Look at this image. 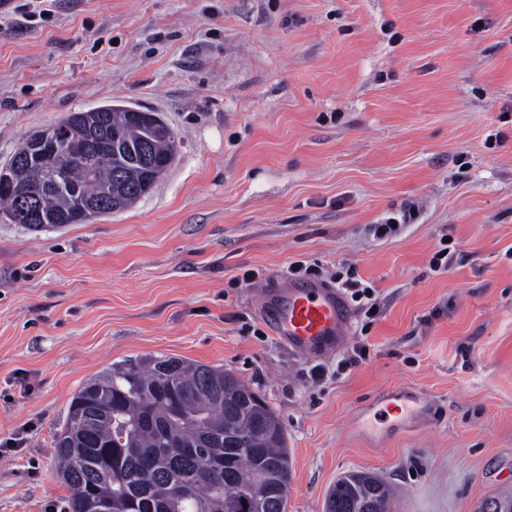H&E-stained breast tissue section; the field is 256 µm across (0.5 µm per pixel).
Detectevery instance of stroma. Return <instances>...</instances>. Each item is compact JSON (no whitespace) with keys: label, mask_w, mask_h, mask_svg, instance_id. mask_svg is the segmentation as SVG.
Segmentation results:
<instances>
[{"label":"stroma","mask_w":512,"mask_h":512,"mask_svg":"<svg viewBox=\"0 0 512 512\" xmlns=\"http://www.w3.org/2000/svg\"><path fill=\"white\" fill-rule=\"evenodd\" d=\"M108 104L158 113L178 153L122 212L0 221V512H67L54 439L74 393L149 354L269 403L288 512H324L349 471L394 485L390 512L512 494V0H58L0 29V168ZM298 260L356 271L380 305L353 324L368 358L338 370L343 346L318 382L259 306ZM400 387L431 413L368 414Z\"/></svg>","instance_id":"35a3bbf8"}]
</instances>
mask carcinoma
<instances>
[{"label":"carcinoma","instance_id":"1","mask_svg":"<svg viewBox=\"0 0 512 512\" xmlns=\"http://www.w3.org/2000/svg\"><path fill=\"white\" fill-rule=\"evenodd\" d=\"M112 113L104 136L131 155L148 145L150 158L171 166L174 130L156 113L146 119L121 105L97 108ZM8 166L11 186L0 187V217L15 224L14 189L37 194V219L24 227L55 226L75 208L73 191L95 193L93 178L74 157L59 178L63 192L42 185L37 169L17 161ZM113 150L101 151L98 177L116 168ZM147 172L141 159L124 166L122 200L133 205ZM56 473L71 491L70 512H244L224 475L262 472L248 484L249 499L265 512H287L292 474L287 434L274 410L233 373L170 356L127 360L87 380L73 395L66 423L55 438ZM393 490L364 472L340 476L330 489L325 512H389ZM475 512H512V495H489Z\"/></svg>","mask_w":512,"mask_h":512}]
</instances>
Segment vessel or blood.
Masks as SVG:
<instances>
[{
  "label": "vessel or blood",
  "instance_id": "1",
  "mask_svg": "<svg viewBox=\"0 0 512 512\" xmlns=\"http://www.w3.org/2000/svg\"><path fill=\"white\" fill-rule=\"evenodd\" d=\"M261 306L273 335L302 357L333 353L351 330V312L340 289L318 281L264 291ZM378 403L386 416L403 418L425 408L423 397L388 390Z\"/></svg>",
  "mask_w": 512,
  "mask_h": 512
}]
</instances>
